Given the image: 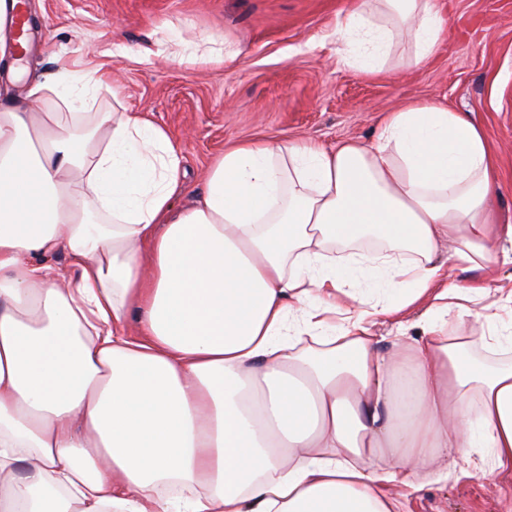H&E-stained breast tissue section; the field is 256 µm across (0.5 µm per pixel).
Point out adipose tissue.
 Wrapping results in <instances>:
<instances>
[{
    "label": "adipose tissue",
    "instance_id": "obj_1",
    "mask_svg": "<svg viewBox=\"0 0 512 512\" xmlns=\"http://www.w3.org/2000/svg\"><path fill=\"white\" fill-rule=\"evenodd\" d=\"M16 2L0 0V512H405L422 476L447 479L436 459L512 473V363L478 364L467 332L512 350L488 302L512 304V224L479 124L413 101L370 144L238 141L177 212L187 173L163 126L85 123L96 83L66 68L13 91ZM450 24L435 0H357L336 53L378 76L406 37L417 68ZM59 252L72 271L47 264Z\"/></svg>",
    "mask_w": 512,
    "mask_h": 512
}]
</instances>
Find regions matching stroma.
Returning <instances> with one entry per match:
<instances>
[{"label": "stroma", "instance_id": "stroma-1", "mask_svg": "<svg viewBox=\"0 0 512 512\" xmlns=\"http://www.w3.org/2000/svg\"><path fill=\"white\" fill-rule=\"evenodd\" d=\"M37 28L26 74L60 63L102 71L84 106L147 111L165 125L183 157L186 187L200 195L209 166L233 142L313 139L327 146L373 141L385 113L416 99L469 114L497 161L493 204L512 220V0H439L453 18L422 68L393 60L389 75L363 78L336 55L344 0H27ZM241 50L223 62L225 42ZM196 54L177 64L182 43ZM512 476L484 482L449 476L413 496L410 512H501Z\"/></svg>", "mask_w": 512, "mask_h": 512}]
</instances>
